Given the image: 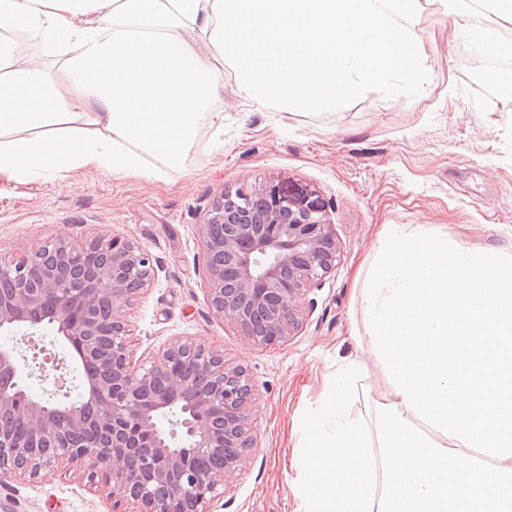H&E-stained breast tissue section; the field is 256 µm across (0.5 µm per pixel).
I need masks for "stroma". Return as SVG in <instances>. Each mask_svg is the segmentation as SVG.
Wrapping results in <instances>:
<instances>
[{
    "label": "stroma",
    "mask_w": 512,
    "mask_h": 512,
    "mask_svg": "<svg viewBox=\"0 0 512 512\" xmlns=\"http://www.w3.org/2000/svg\"><path fill=\"white\" fill-rule=\"evenodd\" d=\"M453 28L438 0H428L416 21L432 66L425 94L387 98L359 89L333 114L316 117L258 108L228 71L216 101L223 149L200 140L185 171L167 182L85 172L76 190L59 182L0 187L2 256L21 257L57 238L79 247L101 234L150 252L154 283L126 315L136 364H150L179 337L218 346L247 369L260 446L228 478L211 512H298L289 458L305 411L319 407L326 386L353 361L361 370L352 414L370 415L386 394L356 280L381 225L422 224L452 244L512 250V95L473 81L470 41ZM269 178L324 199L341 253L302 296V329L266 347L221 324L206 304L198 226L222 191ZM0 512H112V496L62 467L0 483Z\"/></svg>",
    "instance_id": "1"
}]
</instances>
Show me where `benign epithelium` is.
I'll return each instance as SVG.
<instances>
[{"mask_svg":"<svg viewBox=\"0 0 512 512\" xmlns=\"http://www.w3.org/2000/svg\"><path fill=\"white\" fill-rule=\"evenodd\" d=\"M204 298L223 323L260 345H278L303 322L301 296L336 265L340 245L325 203L266 180L215 197L199 224ZM0 335H33L48 309L62 344L76 338L93 372L79 386L92 405L62 402L63 362L39 364L52 381L45 398L20 388L14 347L0 346V481L36 479L66 464L88 482L119 492L112 512H209L226 478L258 447L255 398L245 367L224 350L173 339L136 367L125 311L155 276L140 245L101 235L81 248L57 239L21 259L0 257Z\"/></svg>","mask_w":512,"mask_h":512,"instance_id":"7a95c632","label":"benign epithelium"}]
</instances>
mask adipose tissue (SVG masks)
Here are the masks:
<instances>
[{
  "instance_id": "ef3b65f1",
  "label": "adipose tissue",
  "mask_w": 512,
  "mask_h": 512,
  "mask_svg": "<svg viewBox=\"0 0 512 512\" xmlns=\"http://www.w3.org/2000/svg\"><path fill=\"white\" fill-rule=\"evenodd\" d=\"M425 0H0V183L75 174L165 181L224 139L225 70L260 107L316 111L348 90L422 93ZM477 51L512 55V0H438ZM488 16L471 23L473 13ZM32 33L42 61L18 57ZM64 57L61 101L44 65Z\"/></svg>"
}]
</instances>
